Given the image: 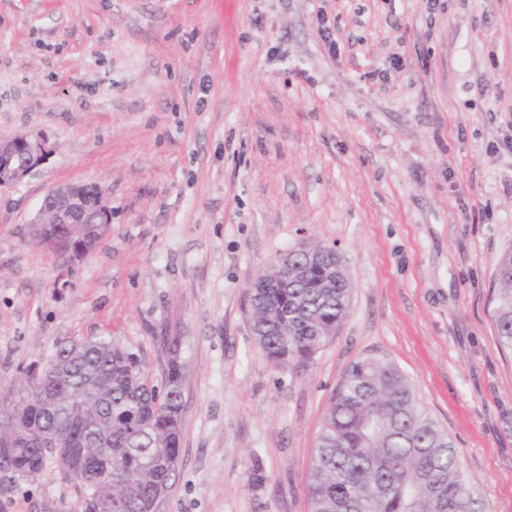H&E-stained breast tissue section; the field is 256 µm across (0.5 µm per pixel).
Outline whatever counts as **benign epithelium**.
Here are the masks:
<instances>
[{
	"instance_id": "1",
	"label": "benign epithelium",
	"mask_w": 512,
	"mask_h": 512,
	"mask_svg": "<svg viewBox=\"0 0 512 512\" xmlns=\"http://www.w3.org/2000/svg\"><path fill=\"white\" fill-rule=\"evenodd\" d=\"M49 154L48 142L41 136L19 135L0 138V187L21 182ZM112 224V209L107 191L97 183L81 186L59 185L43 197L35 216L29 221L28 238L40 245L49 227H56L79 239V245L65 254L76 264L91 252Z\"/></svg>"
}]
</instances>
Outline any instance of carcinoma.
<instances>
[{
	"instance_id": "1",
	"label": "carcinoma",
	"mask_w": 512,
	"mask_h": 512,
	"mask_svg": "<svg viewBox=\"0 0 512 512\" xmlns=\"http://www.w3.org/2000/svg\"><path fill=\"white\" fill-rule=\"evenodd\" d=\"M295 255L308 275L288 288L249 289L255 342L272 364L303 373L336 334L350 301L340 257L327 247ZM494 320L512 352V247L495 266ZM165 358L162 382L148 379L137 354L112 335L62 344L51 361L53 387L13 418L0 419V472L36 479L60 453L84 461L76 482L82 512L92 500L120 512H154L178 467L185 404L182 337L169 325L155 336ZM73 396L81 409L70 407ZM68 435L50 436L60 420ZM112 454V484H91ZM309 512H481L462 479L448 434L429 416L398 367L373 356L353 361L332 389L308 472Z\"/></svg>"
}]
</instances>
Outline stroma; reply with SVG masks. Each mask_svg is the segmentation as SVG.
<instances>
[{
	"mask_svg": "<svg viewBox=\"0 0 512 512\" xmlns=\"http://www.w3.org/2000/svg\"><path fill=\"white\" fill-rule=\"evenodd\" d=\"M511 131L512 0H0V136L51 146L0 188V398L58 344L106 332L159 381L170 323L185 410L160 512H307L331 390L378 355L483 512H512V354L492 317ZM90 182L112 229L71 267L27 222L53 186ZM314 244L339 253L350 303L297 375L256 346L248 289ZM0 512L80 500L50 461L0 487Z\"/></svg>",
	"mask_w": 512,
	"mask_h": 512,
	"instance_id": "obj_1",
	"label": "stroma"
}]
</instances>
